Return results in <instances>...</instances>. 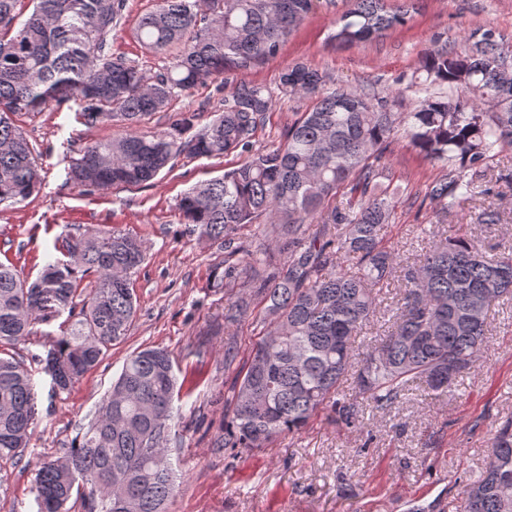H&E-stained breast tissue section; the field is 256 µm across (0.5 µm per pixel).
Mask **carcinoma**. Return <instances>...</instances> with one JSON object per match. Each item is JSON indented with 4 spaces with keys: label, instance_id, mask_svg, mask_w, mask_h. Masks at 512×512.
I'll use <instances>...</instances> for the list:
<instances>
[{
    "label": "carcinoma",
    "instance_id": "carcinoma-1",
    "mask_svg": "<svg viewBox=\"0 0 512 512\" xmlns=\"http://www.w3.org/2000/svg\"><path fill=\"white\" fill-rule=\"evenodd\" d=\"M21 2L0 0V206L38 191L41 166L16 117L53 102L79 101L90 127L108 121L126 129L74 160L71 180L83 190L139 187L180 156L250 153L178 203L191 233L224 241V268L211 274L212 287L233 298L224 325L241 324L263 305V329L236 373L212 447L260 450L306 431L323 411L369 436L360 404L385 411L415 386L446 395L476 367L490 307L512 300V244L483 252L462 224L432 234L406 270L387 333L364 347L357 339L399 265L385 233L411 194L393 183L387 165L396 141L407 137L438 164L423 200L443 217L479 193L473 223L503 220L494 192L499 183L512 189V174L495 171L494 160L512 149V45L494 29L475 28L453 47L426 51L409 77L423 96L408 112L390 92L335 86L300 64L284 70L281 92L312 106L284 142L254 153L273 98L244 78L203 125L200 113L179 112L149 134L136 127L179 94L275 57L315 0H158L139 19L136 38L148 51L181 50L152 76L112 53L109 38L125 20L127 0H31L27 16ZM409 2L350 0L333 39L353 45L403 27ZM340 191L342 207L331 203ZM262 217L270 220L262 235L288 248L282 263L260 244L236 241L240 225ZM338 226L344 232L333 233ZM65 247L68 260L47 264L31 283L0 262V347L68 312L70 324L45 359L54 393L70 390L125 339L137 314L132 275L143 261L141 241L114 227L89 229ZM181 390L167 350L130 354L87 430L39 467V512H71V501L82 512H171ZM34 419L31 375L21 360L0 356V472L21 462ZM459 512H512V417L496 422L485 470L468 484Z\"/></svg>",
    "mask_w": 512,
    "mask_h": 512
}]
</instances>
